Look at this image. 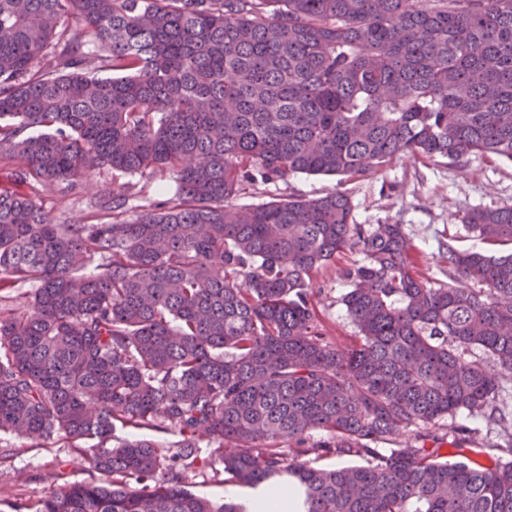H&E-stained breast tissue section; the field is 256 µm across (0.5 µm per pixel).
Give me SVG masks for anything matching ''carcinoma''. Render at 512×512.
Masks as SVG:
<instances>
[{"label":"carcinoma","instance_id":"cac0c4a2","mask_svg":"<svg viewBox=\"0 0 512 512\" xmlns=\"http://www.w3.org/2000/svg\"><path fill=\"white\" fill-rule=\"evenodd\" d=\"M474 154L512 163V0H0V291L33 287L0 319V435L65 439L103 476L10 512H245L186 489L218 462L297 487L299 512H512V411L471 357L512 373V207L463 212L503 251L448 243L435 281L341 190L232 204ZM101 168L175 192L130 221L121 194L87 224L37 203ZM348 251L341 350L310 284ZM460 410L503 444L441 431ZM331 455L363 464L308 460Z\"/></svg>","mask_w":512,"mask_h":512}]
</instances>
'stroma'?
<instances>
[{"mask_svg": "<svg viewBox=\"0 0 512 512\" xmlns=\"http://www.w3.org/2000/svg\"><path fill=\"white\" fill-rule=\"evenodd\" d=\"M173 181L151 175L113 180L107 169L93 171L73 182L44 191L40 203L55 223L82 224L113 193L128 200L127 218L169 198ZM351 199L360 224H402L418 258V269L430 278H441L443 264L439 249L452 242L461 250L480 247L475 233L461 222L470 208L512 207V164L480 155L469 157L461 166L445 159L419 161L405 156L391 167L373 170L360 179L338 183L336 177L299 175L285 182L247 189L235 199L237 205L251 206L289 195L314 199L335 189ZM359 252L346 253L311 282L314 301L332 341L348 347L357 328L346 312L342 298L348 289L343 268L360 260ZM0 503L23 499L35 501L69 483L95 478L87 453L68 443L34 441L12 435L0 436Z\"/></svg>", "mask_w": 512, "mask_h": 512, "instance_id": "35a3bbf8", "label": "stroma"}]
</instances>
